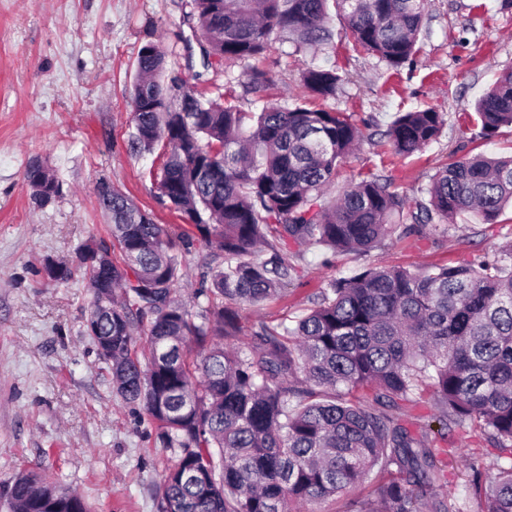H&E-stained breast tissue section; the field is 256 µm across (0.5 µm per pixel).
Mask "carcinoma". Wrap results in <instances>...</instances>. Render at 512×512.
<instances>
[{
    "label": "carcinoma",
    "mask_w": 512,
    "mask_h": 512,
    "mask_svg": "<svg viewBox=\"0 0 512 512\" xmlns=\"http://www.w3.org/2000/svg\"><path fill=\"white\" fill-rule=\"evenodd\" d=\"M331 3L355 45L391 68L418 52L426 0H193L206 55L243 64L274 34L298 50L331 40ZM166 69L157 45L141 48L132 141L148 152L168 147L154 179L189 229L156 223L114 191L108 236L44 266L56 282L82 273L90 310L112 306L93 338L113 390L157 423L162 447L179 450L161 475L158 512H320L372 474L371 493L346 512H468L437 497L444 470L404 409L428 394L444 431L478 430L512 449V245L492 260L367 268L333 280L293 324L261 322L247 341L239 307L280 295L299 276L295 246L363 253L400 227L446 237L465 212L496 223L512 204V157L449 163L432 176L426 200L361 174L328 205L337 167L362 137L352 114L308 107L310 96L336 97L337 69L308 66L294 107L259 112L188 90L173 96ZM246 74L247 92L263 96L271 80ZM474 121L484 137L512 126V71L487 89ZM444 124L433 107L401 112L384 137L408 157ZM24 180L38 206L61 193L50 170L40 180L27 169ZM198 243L210 282L192 310L176 292ZM102 263L112 265L118 299L100 295ZM360 390L375 391L377 406L360 403ZM470 469L479 512H512V463L487 478L477 460ZM9 499L12 512H89L81 497L34 473L14 479Z\"/></svg>",
    "instance_id": "1"
}]
</instances>
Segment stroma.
<instances>
[{
    "mask_svg": "<svg viewBox=\"0 0 512 512\" xmlns=\"http://www.w3.org/2000/svg\"><path fill=\"white\" fill-rule=\"evenodd\" d=\"M191 11V0H0V512H8L13 479L27 472L78 493L93 512H158L156 485L178 458L161 446L147 415L114 393L83 332L90 296L81 278L51 282L43 272L46 259L68 258L89 238L106 236L94 193L102 178L156 223L184 226L151 177L162 165L159 152L131 143L130 90L144 45L168 54L184 89L218 101L232 92L247 112L294 106L306 66L336 67L344 83L326 106L352 113L363 138L328 188L329 203L360 172L389 176L394 191L412 197L453 159L512 154V128L485 139L468 122L477 100L512 70V0H429L419 51L396 70L354 46L330 8L328 43L299 53L285 37H272L255 62L273 79L260 99L247 92L242 64L203 58ZM428 106L445 115L439 137L411 157L394 156L384 133L396 113ZM34 159L63 185L43 207L32 203L23 179ZM511 243L509 205L493 224L458 217L444 239L398 232L369 253L332 257L299 248L300 278L276 299L244 307L241 334L300 314L331 281L361 268L453 265ZM436 445L448 464L438 493L451 503L472 500L470 449L487 467L507 460L479 435L453 434Z\"/></svg>",
    "mask_w": 512,
    "mask_h": 512,
    "instance_id": "stroma-1",
    "label": "stroma"
}]
</instances>
